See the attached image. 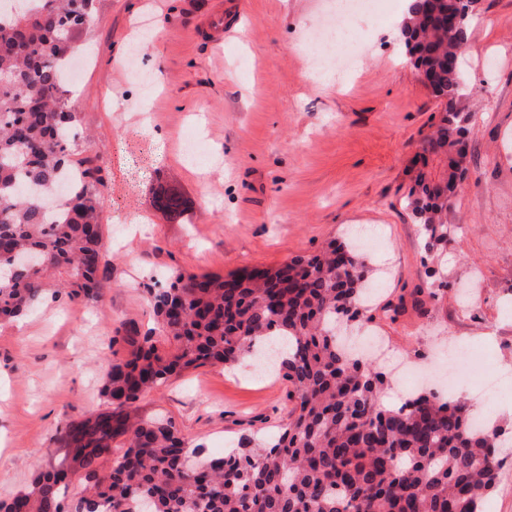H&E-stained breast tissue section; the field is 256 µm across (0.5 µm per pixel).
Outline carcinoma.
I'll list each match as a JSON object with an SVG mask.
<instances>
[{
	"mask_svg": "<svg viewBox=\"0 0 512 512\" xmlns=\"http://www.w3.org/2000/svg\"><path fill=\"white\" fill-rule=\"evenodd\" d=\"M436 6L412 0L403 41L416 70L447 100L424 143L438 164L413 179L406 207L428 253L448 243V197L457 192L469 116L461 57L472 20L431 23ZM92 0H27L12 13L0 0V250L34 252L35 268L0 270V323L30 311L47 291L68 303L99 301L102 193L79 152L63 66L79 49ZM153 205L178 219L188 202L160 186ZM64 270L68 280L55 283ZM366 258L346 243L277 267L226 276L176 273L150 288L156 328L123 324L126 356L107 363L106 409L70 418L55 436L66 465L38 470L0 512H482L502 460V429L472 425L466 403L418 394L382 402L385 378L336 340V327L362 316ZM279 357L288 417L270 438L242 435L238 447L205 457L161 415L137 420L133 404L172 375L207 364L232 366L261 343Z\"/></svg>",
	"mask_w": 512,
	"mask_h": 512,
	"instance_id": "1",
	"label": "carcinoma"
}]
</instances>
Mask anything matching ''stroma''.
<instances>
[{"mask_svg": "<svg viewBox=\"0 0 512 512\" xmlns=\"http://www.w3.org/2000/svg\"><path fill=\"white\" fill-rule=\"evenodd\" d=\"M322 0H94L95 22L71 87L83 156L101 170L109 265L95 304L44 299L0 325V500L36 467L59 464L65 418L104 407L108 359L122 322L154 328L149 289L174 271L226 275L279 265L346 239L378 273L366 326L394 356L426 372L422 386L473 404L509 445L484 512H512V0H478L463 67L471 116L469 178L448 203L453 231L430 256L403 200L422 139L445 103L420 83L389 17H356L367 46L346 78H310ZM224 15V46L202 32ZM147 84L130 80L135 36ZM168 183L190 207L152 205ZM447 282L412 307L426 270ZM400 307L396 316L384 306ZM499 395L481 398L486 378ZM171 419L189 447L219 454L241 435L275 433L288 416L284 382L252 361L184 371L137 401Z\"/></svg>", "mask_w": 512, "mask_h": 512, "instance_id": "obj_1", "label": "stroma"}]
</instances>
